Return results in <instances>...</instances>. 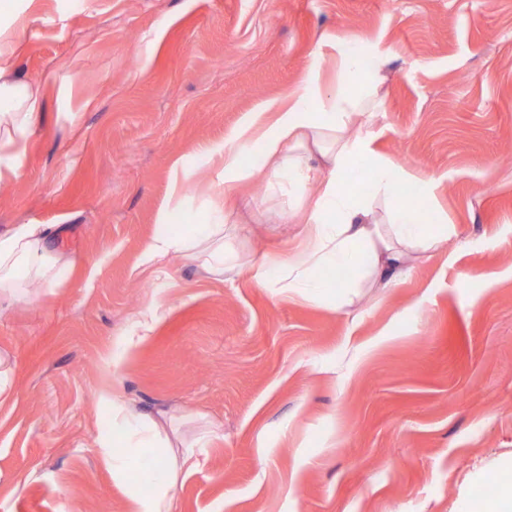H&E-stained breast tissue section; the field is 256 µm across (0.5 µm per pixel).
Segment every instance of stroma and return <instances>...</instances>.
Instances as JSON below:
<instances>
[{
  "label": "stroma",
  "instance_id": "obj_1",
  "mask_svg": "<svg viewBox=\"0 0 512 512\" xmlns=\"http://www.w3.org/2000/svg\"><path fill=\"white\" fill-rule=\"evenodd\" d=\"M23 78L43 91L22 176L0 180V234L50 224L73 264L0 304V512H131L98 451L120 393L194 443L176 512H463L512 453V0H27ZM389 50L374 146L432 177L452 235L396 287L337 307L142 252L205 223L210 150L296 91L313 54ZM182 206L167 224L174 168ZM266 185L224 197L229 240L270 258L297 225ZM163 299L149 335L139 312ZM139 337L107 368L122 337Z\"/></svg>",
  "mask_w": 512,
  "mask_h": 512
}]
</instances>
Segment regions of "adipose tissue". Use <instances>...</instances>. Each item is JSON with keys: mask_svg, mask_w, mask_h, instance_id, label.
Wrapping results in <instances>:
<instances>
[{"mask_svg": "<svg viewBox=\"0 0 512 512\" xmlns=\"http://www.w3.org/2000/svg\"><path fill=\"white\" fill-rule=\"evenodd\" d=\"M387 56L378 42L367 55L352 43H338L341 85L333 93L323 91L322 58L313 56L299 90L251 113L217 151L225 184L261 176L273 198L285 195L287 187L318 180L317 196L305 204L289 201L279 214L284 224L301 221L303 247L243 265L225 241L223 214L214 213L189 233L154 240L143 252L144 265L175 252L212 275L231 279L247 269L258 284L273 281L285 293L330 306L336 303L325 277L330 270L350 272L345 286L352 290L396 287L395 271L411 252L434 251L450 228L445 217L428 221L424 212L400 201V184L409 172L373 148ZM41 108L38 89L18 76L14 47L1 45L0 176L21 174L26 142ZM357 115L364 121L356 127L352 119ZM50 230L47 224H20L0 235V297L26 298L17 270L50 285L68 268V260L47 245ZM109 402L112 432L100 438L102 458L120 480L134 470L140 482L152 487L148 494L134 493V512H175L172 490L183 469L198 465L195 448H174L158 423L132 404L114 396ZM118 436L126 444L121 454L113 451Z\"/></svg>", "mask_w": 512, "mask_h": 512, "instance_id": "1", "label": "adipose tissue"}]
</instances>
